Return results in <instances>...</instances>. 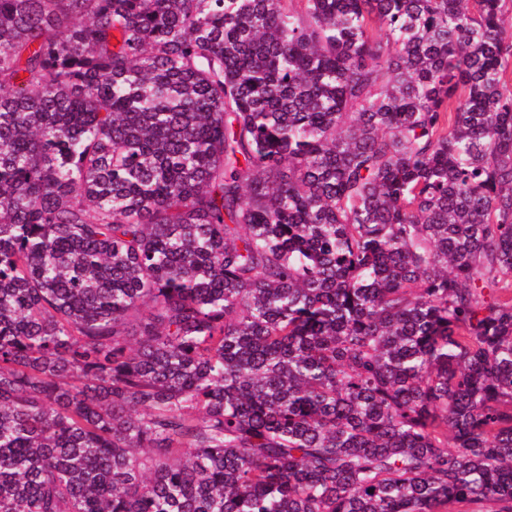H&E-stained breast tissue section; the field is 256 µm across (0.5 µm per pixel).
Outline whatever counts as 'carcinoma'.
I'll return each mask as SVG.
<instances>
[{"mask_svg":"<svg viewBox=\"0 0 512 512\" xmlns=\"http://www.w3.org/2000/svg\"><path fill=\"white\" fill-rule=\"evenodd\" d=\"M512 0H0V512H512Z\"/></svg>","mask_w":512,"mask_h":512,"instance_id":"carcinoma-1","label":"carcinoma"}]
</instances>
